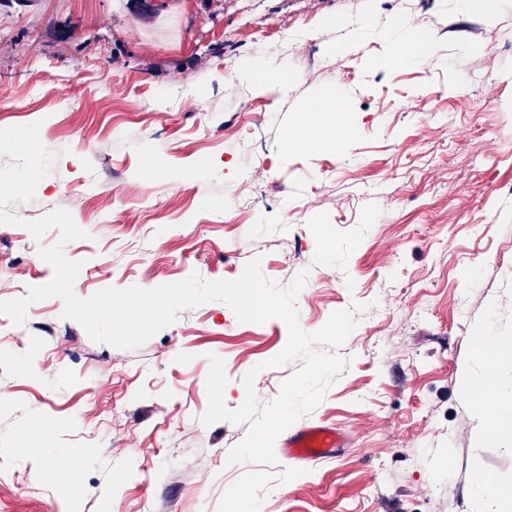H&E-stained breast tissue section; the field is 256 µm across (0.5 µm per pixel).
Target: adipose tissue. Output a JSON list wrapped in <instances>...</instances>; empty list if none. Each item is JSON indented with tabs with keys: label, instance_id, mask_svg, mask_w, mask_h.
I'll return each mask as SVG.
<instances>
[{
	"label": "adipose tissue",
	"instance_id": "obj_1",
	"mask_svg": "<svg viewBox=\"0 0 512 512\" xmlns=\"http://www.w3.org/2000/svg\"><path fill=\"white\" fill-rule=\"evenodd\" d=\"M476 350L485 362L486 373L468 396L482 413L477 436L488 439L512 431V402L500 399L492 376L498 364L512 362V341L482 336L477 340Z\"/></svg>",
	"mask_w": 512,
	"mask_h": 512
}]
</instances>
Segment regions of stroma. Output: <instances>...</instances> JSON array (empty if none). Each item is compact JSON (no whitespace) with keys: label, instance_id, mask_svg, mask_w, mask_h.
<instances>
[{"label":"stroma","instance_id":"1","mask_svg":"<svg viewBox=\"0 0 512 512\" xmlns=\"http://www.w3.org/2000/svg\"><path fill=\"white\" fill-rule=\"evenodd\" d=\"M184 28L131 20L116 0H31L0 12V129L39 123L54 159L0 224V301L49 283L25 222L57 209L86 236L73 291L239 278L260 258L304 331L363 304L347 365L297 427L334 425L339 456L232 464L247 424L204 425L211 356L224 402L255 372L273 401L300 361L270 366L286 324L239 322L224 302L182 309L135 349L90 339L64 303L0 313V512H498L474 471L512 487V435L476 442L460 377L478 336L512 339V0H166ZM420 37L431 58L396 60ZM299 80L288 96L255 67ZM336 97L340 114L306 122ZM342 139L307 148L308 137ZM43 426L90 449L74 497L15 454Z\"/></svg>","mask_w":512,"mask_h":512}]
</instances>
